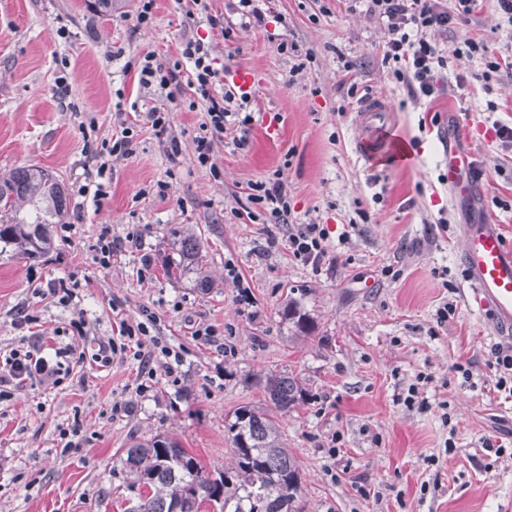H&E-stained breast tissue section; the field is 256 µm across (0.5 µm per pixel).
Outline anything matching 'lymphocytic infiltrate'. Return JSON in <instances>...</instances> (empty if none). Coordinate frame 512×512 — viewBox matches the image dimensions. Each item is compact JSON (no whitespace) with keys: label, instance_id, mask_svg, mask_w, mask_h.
<instances>
[{"label":"lymphocytic infiltrate","instance_id":"1","mask_svg":"<svg viewBox=\"0 0 512 512\" xmlns=\"http://www.w3.org/2000/svg\"><path fill=\"white\" fill-rule=\"evenodd\" d=\"M367 11L385 29L383 61L391 65L395 80L406 86L412 98L429 97L437 92V76L448 64V48L439 37L447 33L456 20L470 15L478 0H454L445 5L442 0H366ZM138 83L142 88L164 94L168 102L186 103L189 110L203 109L201 122L193 139L196 161L211 175H219L215 162V147L224 137L228 125L248 130L254 122L234 92L224 86V68L218 67L210 44L195 38H183L176 59L160 62L156 53L149 52L134 59ZM136 120H121L111 138L103 139L98 155L101 159L94 173L88 174L79 195L105 197L103 178L110 158H128L135 152ZM249 202L243 214L254 220L257 211H264L270 223L288 225V250L294 259L306 265H321L328 254V233L319 224H290L288 191L282 170L272 176L247 185ZM70 342L55 347L53 356H45L44 339L36 337L26 347L11 350L0 362V399L30 383L46 389L60 387L74 367L89 365L99 369L110 367L114 356L133 352L141 375L155 378L158 372L167 377L177 375L183 362L182 350L150 335L144 324L119 320L117 338L101 341L95 353L81 350L86 335L83 319L70 322Z\"/></svg>","mask_w":512,"mask_h":512}]
</instances>
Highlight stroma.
I'll return each mask as SVG.
<instances>
[{"label":"stroma","mask_w":512,"mask_h":512,"mask_svg":"<svg viewBox=\"0 0 512 512\" xmlns=\"http://www.w3.org/2000/svg\"><path fill=\"white\" fill-rule=\"evenodd\" d=\"M210 5L235 22L232 40L188 23L176 0H157L152 26L140 30L127 20L137 0H122L108 17L97 0H0V173L37 165L65 187L81 184L98 165L84 122L95 118L97 137L108 138L120 112L133 108L168 107L182 147L170 164L163 135L140 125L135 155L112 164L108 197L70 195L69 235L55 233L38 261L0 259V349L28 335L16 324L25 307L47 331L68 328L82 312L83 345L94 352L112 334L116 301L128 322H147L151 335L186 351L177 378L158 374L144 391L137 361L127 358L82 370L55 390L26 385L0 400V512H126L136 498L126 450L158 434L177 438L218 475L233 463L229 422L239 407L265 406L259 380L274 372L304 389L280 425L301 472L305 512H505L512 458L495 457L482 441L512 439V401L496 390L490 366L494 350L512 348V339L470 307L459 252L461 226L480 219L499 224L512 242V144L490 133L496 123L512 126V69L489 73L479 58L452 56L440 91L413 100L383 63L386 35L362 0H267L263 28L238 27L236 0ZM61 27L68 38L58 37ZM184 36L209 42L217 63L257 70L261 90L249 111L280 112L279 133L254 122L245 148L225 135L218 179L194 161L203 111L166 103L124 68L150 51L175 58ZM466 39L512 58V27L490 0L452 25L446 44ZM281 40L296 53L281 55ZM64 57L71 65L61 86ZM460 74L468 78L462 89ZM353 84L362 95L388 97L392 115L381 135L407 145L406 158L389 160L387 148L371 161L357 154L362 131L346 98ZM452 139L481 173L478 200L448 193ZM277 169L294 223L329 233L320 268L292 257L287 226L243 224L232 214L247 203V183ZM104 224L113 237H142L141 249H127L108 269L93 259ZM177 225L202 240L209 287L191 273L165 276V262L178 257L169 233ZM345 232L349 240L339 243ZM230 263L247 300L227 275ZM71 277L83 285L77 309L42 296ZM292 297L314 322L310 334L282 316ZM447 304L452 312L438 322ZM199 323L215 327L217 342L194 338ZM414 383L427 408L400 404ZM76 419L80 446L68 449L59 431Z\"/></svg>","instance_id":"stroma-1"}]
</instances>
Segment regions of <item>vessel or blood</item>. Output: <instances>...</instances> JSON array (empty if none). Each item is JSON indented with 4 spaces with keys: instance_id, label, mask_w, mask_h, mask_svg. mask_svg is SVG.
Here are the masks:
<instances>
[{
    "instance_id": "obj_1",
    "label": "vessel or blood",
    "mask_w": 512,
    "mask_h": 512,
    "mask_svg": "<svg viewBox=\"0 0 512 512\" xmlns=\"http://www.w3.org/2000/svg\"><path fill=\"white\" fill-rule=\"evenodd\" d=\"M227 84L235 92L251 95L260 87L256 71L249 67L232 69ZM387 110L383 97L365 100L357 111L361 129L375 131L384 124ZM446 179L453 196L468 198L479 191L471 156L453 148L448 151ZM461 237L459 261L471 301L500 334H512V244L505 240L499 225L487 221L463 225Z\"/></svg>"
}]
</instances>
